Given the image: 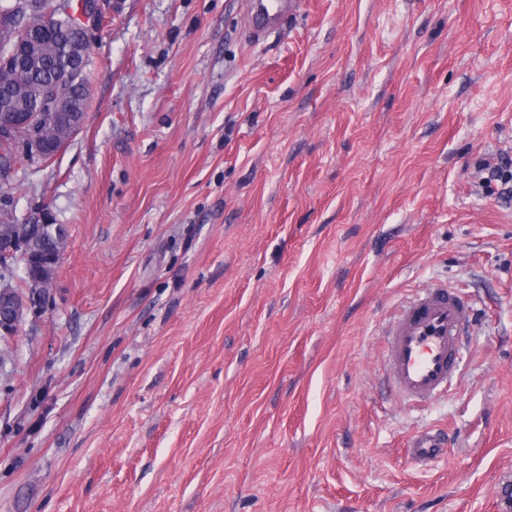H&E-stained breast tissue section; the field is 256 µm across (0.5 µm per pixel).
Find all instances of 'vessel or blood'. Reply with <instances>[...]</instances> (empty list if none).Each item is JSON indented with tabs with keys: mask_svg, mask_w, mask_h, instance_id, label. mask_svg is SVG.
<instances>
[{
	"mask_svg": "<svg viewBox=\"0 0 512 512\" xmlns=\"http://www.w3.org/2000/svg\"><path fill=\"white\" fill-rule=\"evenodd\" d=\"M299 0H250V27L256 36L278 28ZM472 322L470 300L434 285L416 294L384 331L389 378L402 398L431 400L448 390L460 359L462 338ZM442 451L430 433L415 436L409 453L427 461Z\"/></svg>",
	"mask_w": 512,
	"mask_h": 512,
	"instance_id": "b4317fda",
	"label": "vessel or blood"
}]
</instances>
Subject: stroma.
<instances>
[{"instance_id": "1", "label": "stroma", "mask_w": 512, "mask_h": 512, "mask_svg": "<svg viewBox=\"0 0 512 512\" xmlns=\"http://www.w3.org/2000/svg\"><path fill=\"white\" fill-rule=\"evenodd\" d=\"M104 9L83 129L0 187L70 233L0 360V512H499L512 0H301L257 41L244 0ZM433 284L473 331L416 405L380 330ZM482 169L486 171V176L483 178L485 190L488 194H494V186L498 191H507L512 182V157L509 155H500L494 159L484 160ZM499 186L501 190H499ZM443 451L441 442L432 434L426 432L412 439L409 453L415 460L428 461Z\"/></svg>"}]
</instances>
